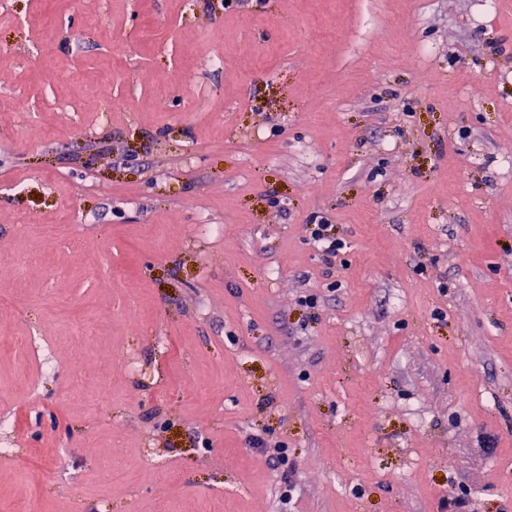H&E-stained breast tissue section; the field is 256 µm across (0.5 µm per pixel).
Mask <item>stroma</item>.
Listing matches in <instances>:
<instances>
[{
  "label": "stroma",
  "mask_w": 512,
  "mask_h": 512,
  "mask_svg": "<svg viewBox=\"0 0 512 512\" xmlns=\"http://www.w3.org/2000/svg\"><path fill=\"white\" fill-rule=\"evenodd\" d=\"M0 302V512H512V0H0ZM333 225L330 224H309L306 229L309 232L310 240L317 244L325 260L332 262L341 250L346 247L343 239L332 233Z\"/></svg>",
  "instance_id": "35a3bbf8"
}]
</instances>
